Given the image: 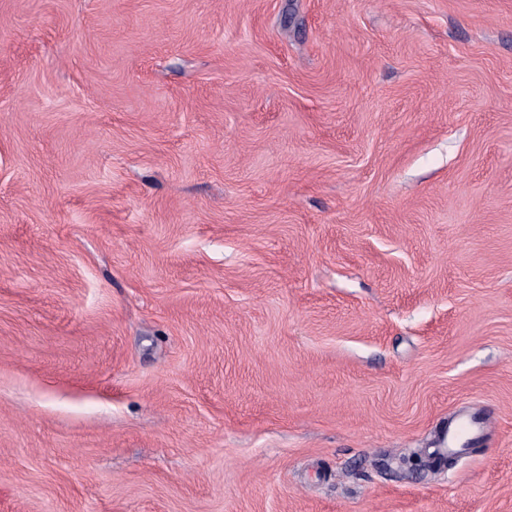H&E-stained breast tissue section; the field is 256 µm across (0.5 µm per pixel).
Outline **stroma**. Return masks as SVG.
<instances>
[{"label":"stroma","mask_w":512,"mask_h":512,"mask_svg":"<svg viewBox=\"0 0 512 512\" xmlns=\"http://www.w3.org/2000/svg\"><path fill=\"white\" fill-rule=\"evenodd\" d=\"M0 512H512V0H0ZM491 421L480 410L460 414L442 430L443 442L448 448H439L441 455L458 456L470 446L482 441L490 432Z\"/></svg>","instance_id":"stroma-1"}]
</instances>
